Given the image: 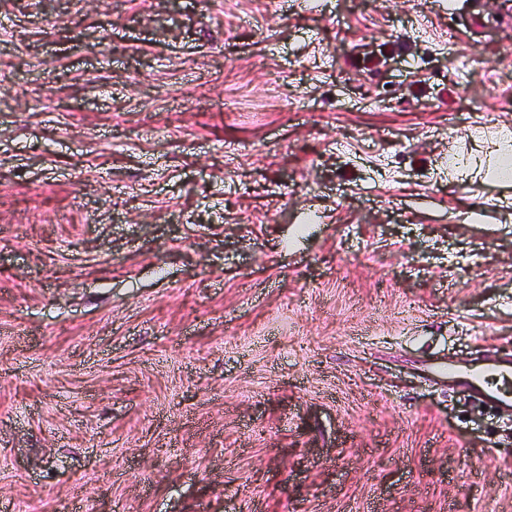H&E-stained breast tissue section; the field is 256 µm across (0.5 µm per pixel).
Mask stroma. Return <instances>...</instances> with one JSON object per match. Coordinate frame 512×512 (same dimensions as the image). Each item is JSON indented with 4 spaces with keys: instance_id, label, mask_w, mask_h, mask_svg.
<instances>
[{
    "instance_id": "1",
    "label": "stroma",
    "mask_w": 512,
    "mask_h": 512,
    "mask_svg": "<svg viewBox=\"0 0 512 512\" xmlns=\"http://www.w3.org/2000/svg\"><path fill=\"white\" fill-rule=\"evenodd\" d=\"M512 0H0V512H512ZM509 158L508 165L504 159ZM460 163L454 167L461 178L486 176L488 165L495 161L494 177L496 180L508 183L512 179V129L500 128L490 140H473V146L465 156H456ZM487 166L486 172L484 167ZM440 371L483 402L512 411V358L493 359L479 366L448 361Z\"/></svg>"
}]
</instances>
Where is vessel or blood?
<instances>
[{
	"instance_id": "obj_1",
	"label": "vessel or blood",
	"mask_w": 512,
	"mask_h": 512,
	"mask_svg": "<svg viewBox=\"0 0 512 512\" xmlns=\"http://www.w3.org/2000/svg\"><path fill=\"white\" fill-rule=\"evenodd\" d=\"M444 372L483 402L512 411V358L493 359L479 366L451 361Z\"/></svg>"
}]
</instances>
